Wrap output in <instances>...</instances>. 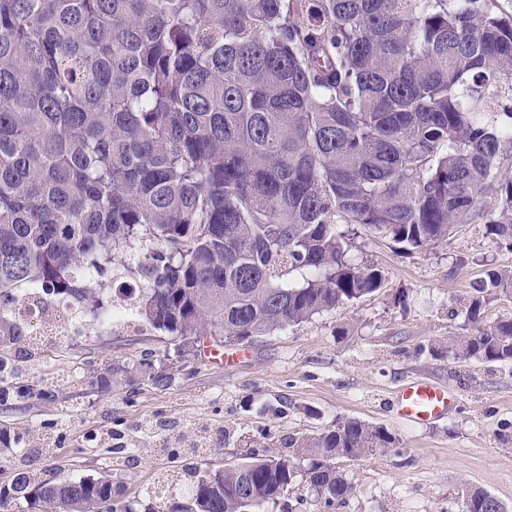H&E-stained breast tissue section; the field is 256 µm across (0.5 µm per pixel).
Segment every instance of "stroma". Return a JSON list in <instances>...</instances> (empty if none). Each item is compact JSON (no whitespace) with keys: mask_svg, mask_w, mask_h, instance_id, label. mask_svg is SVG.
<instances>
[{"mask_svg":"<svg viewBox=\"0 0 512 512\" xmlns=\"http://www.w3.org/2000/svg\"><path fill=\"white\" fill-rule=\"evenodd\" d=\"M342 230L349 259L382 270V290L252 344L209 337L185 352L179 338L134 321H87L47 337L7 377L15 395L0 404V429L22 442L0 444V481L23 460L76 478L108 473L137 510L162 478L221 469L252 450L287 457L290 435L354 417L386 428L399 448L338 459L356 492L331 508L298 480L293 512H458L466 484L512 510V444L498 438L512 430V364L459 362L446 351L471 283L490 267L512 270V250L479 223L413 254L359 225ZM142 361L154 362L153 377L97 386L105 364ZM414 380L455 393L447 415L421 424L398 417L397 393ZM31 386L50 397L26 396Z\"/></svg>","mask_w":512,"mask_h":512,"instance_id":"obj_1","label":"stroma"}]
</instances>
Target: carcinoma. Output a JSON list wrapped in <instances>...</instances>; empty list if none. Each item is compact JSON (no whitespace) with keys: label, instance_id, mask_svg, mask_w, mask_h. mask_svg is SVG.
I'll return each mask as SVG.
<instances>
[{"label":"carcinoma","instance_id":"cac0c4a2","mask_svg":"<svg viewBox=\"0 0 512 512\" xmlns=\"http://www.w3.org/2000/svg\"><path fill=\"white\" fill-rule=\"evenodd\" d=\"M511 1L0 0V374L35 355L12 306L30 291L102 321L123 245H150L142 290L121 291L144 322L239 345L382 288L340 224L413 251L479 221L512 250ZM511 295V271L472 282L448 354L512 364V316H486ZM133 373L110 363L97 385ZM398 444L346 419L288 437L289 458L194 467L187 496L145 512H264L300 475L331 507L355 492L337 459ZM120 496L108 474L21 466L0 485L29 512H133ZM458 498L508 512L482 489Z\"/></svg>","mask_w":512,"mask_h":512}]
</instances>
